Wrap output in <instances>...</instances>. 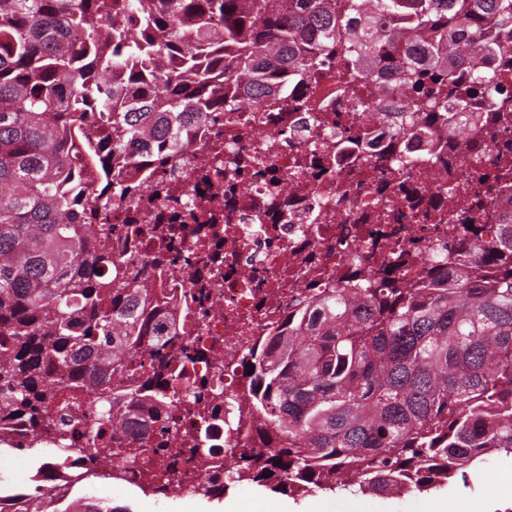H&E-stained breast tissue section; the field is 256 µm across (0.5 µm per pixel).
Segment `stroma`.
<instances>
[{
  "label": "stroma",
  "instance_id": "35a3bbf8",
  "mask_svg": "<svg viewBox=\"0 0 512 512\" xmlns=\"http://www.w3.org/2000/svg\"><path fill=\"white\" fill-rule=\"evenodd\" d=\"M505 476H512V458L501 455L492 457L484 469L417 496L354 495L346 491L286 495L251 483L244 493L209 500L175 493L156 504L134 489L116 493L112 502L129 507L131 512H435L438 502L447 504V512H477L480 503L485 504V512H512V492L497 494L491 490Z\"/></svg>",
  "mask_w": 512,
  "mask_h": 512
}]
</instances>
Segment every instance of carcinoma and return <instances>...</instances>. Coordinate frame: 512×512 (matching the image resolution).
I'll use <instances>...</instances> for the list:
<instances>
[{
	"instance_id": "1",
	"label": "carcinoma",
	"mask_w": 512,
	"mask_h": 512,
	"mask_svg": "<svg viewBox=\"0 0 512 512\" xmlns=\"http://www.w3.org/2000/svg\"><path fill=\"white\" fill-rule=\"evenodd\" d=\"M197 20L185 35L180 16ZM221 26H212L213 19ZM512 27V0H0V426L18 416L38 428L59 405L52 374L71 373L67 391L130 359L149 372L101 384L93 444L121 449L125 399L162 401L187 351L176 328L147 324L136 289L112 270L85 223L92 208L87 169L118 201L130 194L109 161L153 138L183 149L181 130L241 99L281 93L336 57L345 35L344 95L368 73L361 55H380L375 36L399 44L403 76L420 100L411 113L436 135L470 96L497 101L498 79L458 68L498 46ZM112 131L83 154L73 135L95 114ZM495 181L512 186V156ZM388 268L355 288L295 297L281 325L243 354L252 423L248 447L224 467L225 481L276 493L388 495L440 488L512 456V223L482 254L461 243L428 274L402 283ZM144 460L171 469L182 452Z\"/></svg>"
}]
</instances>
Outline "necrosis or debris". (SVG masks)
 <instances>
[{
	"mask_svg": "<svg viewBox=\"0 0 512 512\" xmlns=\"http://www.w3.org/2000/svg\"><path fill=\"white\" fill-rule=\"evenodd\" d=\"M372 75L366 106L352 111L334 81L317 94L329 111L338 113L368 140L362 151L337 150L336 125L324 126L300 103L298 87L288 98L225 113L218 122L183 129L180 153H144L133 148L126 178L134 187L132 204L108 201L101 215L107 224H142L150 238L133 243L112 237V259L137 288L164 291V302L150 306L153 321L176 322L180 342L191 355L185 378L170 382L172 405L154 407L123 402V434L139 448L159 443L201 448L191 463L147 476L142 461L118 458L102 450L97 475L123 474L111 486H94L96 501L113 491L147 484L179 487L183 496L208 499L217 484L208 448L225 461L236 459L245 444L237 429L248 403L235 399L240 375L235 367L254 339L266 335L285 312L291 296L309 288V274H320L322 288H341L351 274L386 267L393 252L404 254L405 275H425L436 245L469 247L487 244L498 225L487 211L502 210L503 196L489 191L487 177L498 151L512 147V123L496 128L480 122L485 101L472 104L465 133L444 130L439 152L425 164L428 148L410 142L406 111L409 89L395 65L368 63ZM390 159L387 174L376 173L379 157ZM264 162L262 172L250 160ZM468 181L482 193L484 207L466 213L473 233L462 226L427 223L429 203L455 207L450 188ZM165 248L168 274L156 279L153 254ZM220 389L231 398L216 418L199 424L192 441H184L182 424L161 432L160 417ZM85 439L69 441L63 454L41 465L36 492L69 497L78 477L88 470Z\"/></svg>",
	"mask_w": 512,
	"mask_h": 512,
	"instance_id": "1",
	"label": "necrosis or debris"
}]
</instances>
